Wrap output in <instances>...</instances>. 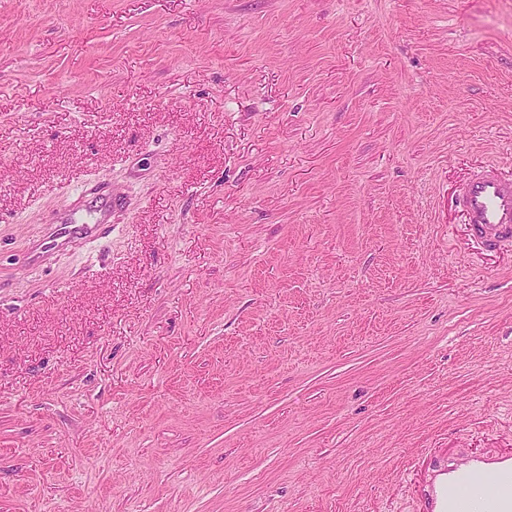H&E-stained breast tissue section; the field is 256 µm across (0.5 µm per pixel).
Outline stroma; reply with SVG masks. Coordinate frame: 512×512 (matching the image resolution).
Instances as JSON below:
<instances>
[{"label": "stroma", "instance_id": "35a3bbf8", "mask_svg": "<svg viewBox=\"0 0 512 512\" xmlns=\"http://www.w3.org/2000/svg\"><path fill=\"white\" fill-rule=\"evenodd\" d=\"M482 166L512 0H0V512H443L512 460ZM95 217L89 213L86 217H71L65 223L56 224V232L50 236L47 242L48 248H56L62 241H65L72 232H80L85 238L92 239L95 237L94 231L99 224L93 223ZM506 462H497L500 465L489 473L482 469L468 468L448 472V485L443 491V496L446 495L448 499V506L465 496L471 487L488 482L492 491L486 512H511L512 464Z\"/></svg>", "mask_w": 512, "mask_h": 512}]
</instances>
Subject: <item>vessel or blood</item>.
Here are the masks:
<instances>
[{"mask_svg": "<svg viewBox=\"0 0 512 512\" xmlns=\"http://www.w3.org/2000/svg\"><path fill=\"white\" fill-rule=\"evenodd\" d=\"M458 204L466 223L473 226L481 240L494 244L512 239V181L502 179L492 169L480 171L465 185ZM93 221V216L89 215L58 224L49 238V247H58L74 232L93 238ZM485 482L492 488L487 512H512L511 463H500L491 472L468 468L450 471L444 493L448 501L454 502L465 496L471 487Z\"/></svg>", "mask_w": 512, "mask_h": 512, "instance_id": "1", "label": "vessel or blood"}]
</instances>
